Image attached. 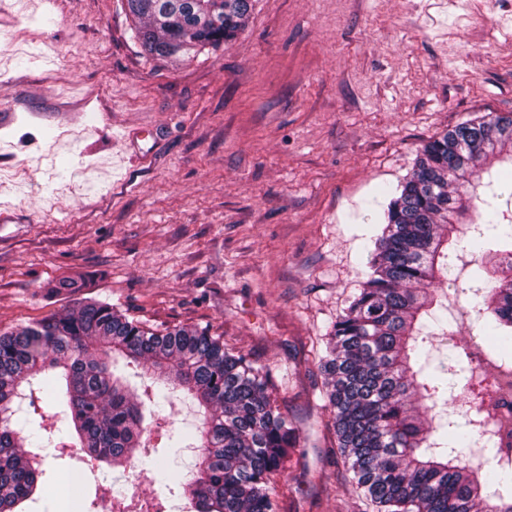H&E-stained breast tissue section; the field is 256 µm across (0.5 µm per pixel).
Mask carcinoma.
I'll return each mask as SVG.
<instances>
[{"label": "carcinoma", "instance_id": "1", "mask_svg": "<svg viewBox=\"0 0 512 512\" xmlns=\"http://www.w3.org/2000/svg\"><path fill=\"white\" fill-rule=\"evenodd\" d=\"M144 51L154 59L200 55L242 30L254 0H125ZM512 162V113L489 112L428 141L384 211L369 272L336 318L323 362L325 395L338 448L376 512H512V464L484 470L467 458L491 452L505 425L489 366L512 359V180L481 181L484 167ZM481 260L491 278L473 290L471 311L487 339L483 359L448 337L452 368H431L427 320L448 311L458 288L454 260ZM146 362L156 387L137 395L117 362ZM58 371L62 426L19 415L25 386ZM459 376L470 411L465 428L448 399ZM196 404L199 458L181 482L193 512H277L272 479L296 449V430L269 392V375L206 330H163L106 302L0 333V512H20L44 491L42 449L61 448L112 468H131L147 417L173 406L176 392Z\"/></svg>", "mask_w": 512, "mask_h": 512}]
</instances>
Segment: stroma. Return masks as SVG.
Returning a JSON list of instances; mask_svg holds the SVG:
<instances>
[{
  "mask_svg": "<svg viewBox=\"0 0 512 512\" xmlns=\"http://www.w3.org/2000/svg\"><path fill=\"white\" fill-rule=\"evenodd\" d=\"M0 331L101 301L205 328L269 370L299 435L278 512H373L337 448L326 336L368 271L390 190L431 138L512 113V0H255L216 51L158 60L123 0H0ZM464 293L448 330L475 345ZM82 281L79 290L64 287ZM173 472L192 448L161 430ZM47 501L98 512L108 465L49 458Z\"/></svg>",
  "mask_w": 512,
  "mask_h": 512,
  "instance_id": "1",
  "label": "stroma"
}]
</instances>
